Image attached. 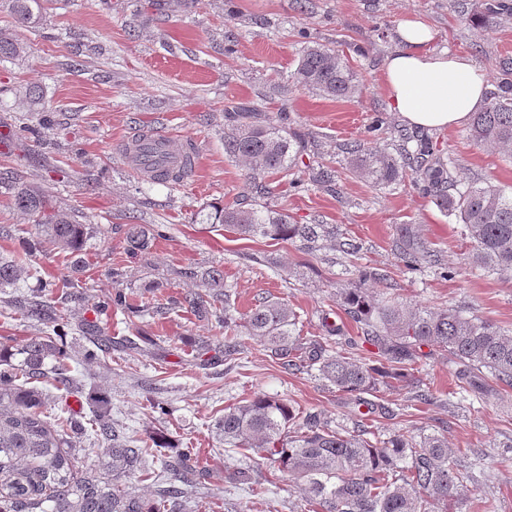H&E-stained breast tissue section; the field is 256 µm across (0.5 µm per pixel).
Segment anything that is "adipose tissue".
I'll list each match as a JSON object with an SVG mask.
<instances>
[{
  "instance_id": "obj_1",
  "label": "adipose tissue",
  "mask_w": 512,
  "mask_h": 512,
  "mask_svg": "<svg viewBox=\"0 0 512 512\" xmlns=\"http://www.w3.org/2000/svg\"><path fill=\"white\" fill-rule=\"evenodd\" d=\"M400 45L383 65L389 111L418 128L445 129L465 124L487 98L484 69L468 55L432 49V28L406 21Z\"/></svg>"
}]
</instances>
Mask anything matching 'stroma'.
<instances>
[{
    "mask_svg": "<svg viewBox=\"0 0 512 512\" xmlns=\"http://www.w3.org/2000/svg\"><path fill=\"white\" fill-rule=\"evenodd\" d=\"M163 13L144 0H58L40 31H22L30 45L19 61L0 62V170L41 186L80 222L95 225L78 254L53 249L9 195H0V258L27 268L18 288L0 289V343L61 335L77 387L67 400L88 412L89 393L107 394L112 424L147 451V478H133L152 495L161 464L192 449L204 479L188 493L189 512H301L299 487L262 467V495L225 481L239 456L214 429L225 409L266 393L296 411L316 409L332 423L353 426L360 408L352 396L324 385L307 369L289 371L256 338H240L242 352L224 356V330L185 306L201 291L202 273L216 268L238 311L254 298L279 300L301 316L302 335L320 333V318L342 317L336 291L355 263L379 267L394 283L396 302L409 307L455 308L512 331V278L470 269L455 280L408 273L393 240L402 224L415 225L445 262H462L469 249L455 218L444 215L410 183L376 188L351 174L346 143L366 139L381 120L384 143L404 124L390 112L382 88L386 56L399 44V27L416 16L435 32L432 49L470 55L491 87L504 79L500 62L512 59V14L484 30L462 22L491 0H166ZM343 52L364 86L331 101L289 82L303 43ZM37 87L55 121L54 141L16 138L27 121V87ZM254 102L262 111L287 107L291 126L305 136L304 162L336 172V183L295 189L272 182L265 201L293 221L336 225L362 246L358 261L335 260L329 250L243 238L205 223L213 207L229 205L247 189L244 165L224 152V110ZM156 131L175 145L195 140L200 164L178 184L149 185L132 173L123 148L137 134ZM467 126L429 130L444 156L467 179L512 188V150L483 149ZM162 228L144 250L131 249L125 230ZM126 306L101 310L115 292ZM45 305L42 318L23 304ZM63 323H55V315ZM112 339L100 361L85 359L91 333ZM418 379L432 400L390 381L365 399L388 407L376 418L381 434L444 436L454 460L481 454L473 493L462 512H512V387H492L475 398L457 392V379L440 352L424 357ZM168 445L156 447L154 435Z\"/></svg>",
    "mask_w": 512,
    "mask_h": 512,
    "instance_id": "stroma-1",
    "label": "stroma"
}]
</instances>
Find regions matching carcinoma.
Returning <instances> with one entry per match:
<instances>
[{
    "mask_svg": "<svg viewBox=\"0 0 512 512\" xmlns=\"http://www.w3.org/2000/svg\"><path fill=\"white\" fill-rule=\"evenodd\" d=\"M15 23L33 30L43 23L52 0H7ZM28 53L19 36L0 29V62ZM291 83L312 90L325 99L344 101L359 92V77L347 58L324 45L302 48ZM31 111L42 112L38 127L28 124L21 133L40 132L48 137L50 115L39 108L40 94L26 93ZM224 152L245 161L249 185L255 195L216 208L208 224L243 237L298 242L304 249L332 250L357 256L359 247L342 237L333 224H294L288 213L259 201L268 193L265 178L288 177L305 151L303 138L288 124V113L273 120L254 105L237 104L225 112ZM468 135L474 145L512 146V81L490 94L485 107L472 114ZM400 152L386 145L360 141L345 147L349 171L374 187L407 180L423 188L444 214L462 224L471 250L464 262L446 266L412 224L399 226L395 248L407 270H428L443 279H454L471 267L492 274L512 276V191L490 182L477 183L462 177L453 160L446 159L432 140L400 132ZM11 194L15 207L35 218L50 244L71 253L81 250L89 227L75 216L52 205L43 190L20 182L10 171L0 172V190ZM127 242L134 249L147 245L146 229L131 224ZM25 268L0 260V288L15 287ZM202 293L187 296L188 307L202 310L224 324V355L239 351L231 335L235 318L229 303H221L224 274L213 269L203 274ZM381 288L371 294L366 283ZM388 275L370 265L355 266V279L337 291L339 306L360 329V340L348 336L345 326L322 317V333L311 338L297 331L299 316L286 304L264 299L243 313V327L282 361L299 368L305 363L343 395L375 391L393 378H410L425 357L422 347L443 352L455 366L459 387L481 394L490 384L512 387V332L488 318L468 316L454 308L431 310L404 308L383 296ZM377 349L382 361L357 358L358 343ZM53 375L62 385L73 383L68 355L50 336H33L23 344H0V512H182L181 488L197 479L191 452L165 464L171 482L157 488L154 498L140 496L128 479L143 466L145 448L115 437L110 400L96 392L89 395L92 431L108 442L101 462L78 470L68 432L85 427L66 417L54 423L42 417L46 394L31 380ZM297 414L285 400L260 394L224 411L216 425L224 443L240 450L244 465L227 471L234 484L254 483L253 473L266 463L301 486L305 512H460L471 494L474 476L470 469L451 459L448 441L439 434L382 437L366 419L353 429L331 427L321 414L307 412L297 424Z\"/></svg>",
    "mask_w": 512,
    "mask_h": 512,
    "instance_id": "cac0c4a2",
    "label": "carcinoma"
}]
</instances>
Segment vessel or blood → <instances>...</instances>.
<instances>
[{
    "label": "vessel or blood",
    "mask_w": 512,
    "mask_h": 512,
    "mask_svg": "<svg viewBox=\"0 0 512 512\" xmlns=\"http://www.w3.org/2000/svg\"><path fill=\"white\" fill-rule=\"evenodd\" d=\"M137 159L130 168L140 179H152L195 168L197 148L194 142L173 147L169 139L157 132H147L133 140Z\"/></svg>",
    "instance_id": "1"
}]
</instances>
